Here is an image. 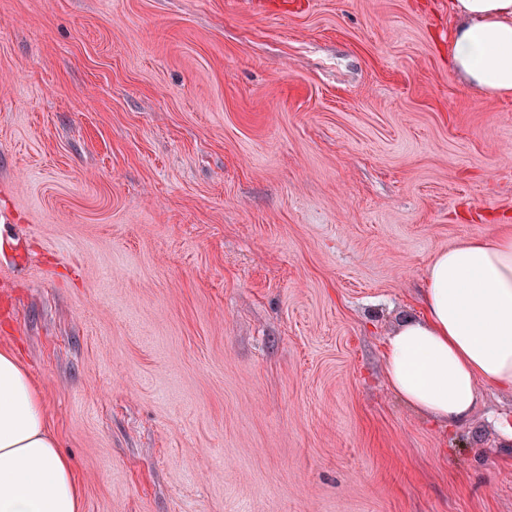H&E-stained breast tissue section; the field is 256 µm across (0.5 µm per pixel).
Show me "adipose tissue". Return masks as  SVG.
<instances>
[{
    "label": "adipose tissue",
    "instance_id": "obj_1",
    "mask_svg": "<svg viewBox=\"0 0 512 512\" xmlns=\"http://www.w3.org/2000/svg\"><path fill=\"white\" fill-rule=\"evenodd\" d=\"M455 74L512 96V0H452ZM420 317L384 350L388 385L411 410L452 428L483 390L512 394V232L437 251ZM71 462L47 431L40 394L12 352L0 351V512H81Z\"/></svg>",
    "mask_w": 512,
    "mask_h": 512
}]
</instances>
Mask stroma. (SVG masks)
<instances>
[{"instance_id":"stroma-1","label":"stroma","mask_w":512,"mask_h":512,"mask_svg":"<svg viewBox=\"0 0 512 512\" xmlns=\"http://www.w3.org/2000/svg\"><path fill=\"white\" fill-rule=\"evenodd\" d=\"M448 0H0V350L83 512H512L484 390H390L434 254L512 231Z\"/></svg>"}]
</instances>
